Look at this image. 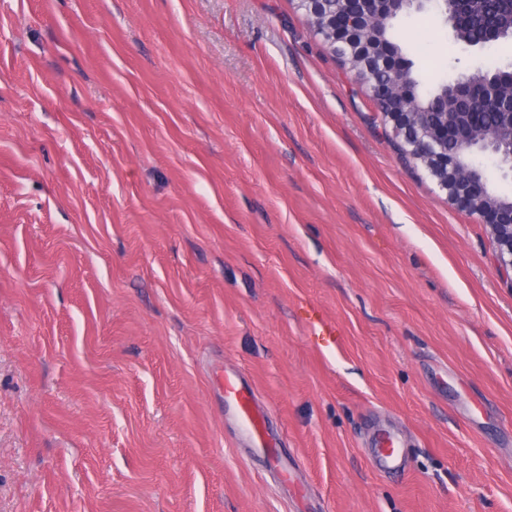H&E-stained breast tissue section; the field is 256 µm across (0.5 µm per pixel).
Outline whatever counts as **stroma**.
Listing matches in <instances>:
<instances>
[{"label": "stroma", "mask_w": 512, "mask_h": 512, "mask_svg": "<svg viewBox=\"0 0 512 512\" xmlns=\"http://www.w3.org/2000/svg\"><path fill=\"white\" fill-rule=\"evenodd\" d=\"M395 26L422 90L512 65ZM0 512H512V273L296 0H0ZM254 386L240 373H224V402L240 422L246 440L263 448L267 472L288 475V452L281 447L257 405ZM372 446L370 453L379 472L399 476L407 473L408 451L395 431L379 428L372 439Z\"/></svg>", "instance_id": "obj_1"}]
</instances>
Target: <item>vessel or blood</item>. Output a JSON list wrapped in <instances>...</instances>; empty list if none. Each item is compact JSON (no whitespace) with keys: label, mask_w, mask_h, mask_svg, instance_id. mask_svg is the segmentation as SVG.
<instances>
[{"label":"vessel or blood","mask_w":512,"mask_h":512,"mask_svg":"<svg viewBox=\"0 0 512 512\" xmlns=\"http://www.w3.org/2000/svg\"><path fill=\"white\" fill-rule=\"evenodd\" d=\"M224 402L237 417L245 439L263 448L267 472L286 475L288 453L268 427L265 413L257 405L255 389L242 374L234 371L225 373ZM370 453L379 472L399 476L407 473L408 451L395 431L379 428L372 440Z\"/></svg>","instance_id":"obj_1"}]
</instances>
